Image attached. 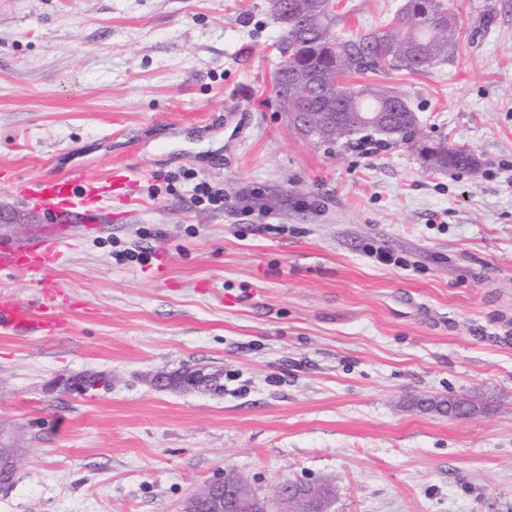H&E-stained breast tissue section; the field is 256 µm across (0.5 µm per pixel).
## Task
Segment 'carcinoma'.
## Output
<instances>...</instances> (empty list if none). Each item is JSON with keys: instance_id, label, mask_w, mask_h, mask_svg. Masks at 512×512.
Wrapping results in <instances>:
<instances>
[{"instance_id": "carcinoma-1", "label": "carcinoma", "mask_w": 512, "mask_h": 512, "mask_svg": "<svg viewBox=\"0 0 512 512\" xmlns=\"http://www.w3.org/2000/svg\"><path fill=\"white\" fill-rule=\"evenodd\" d=\"M281 25L294 28V36L280 55L275 85L280 107L290 112H336V134L322 142L348 147L378 138L384 143L412 142L410 131L417 116L405 100L378 86L344 87L347 74L419 71L448 56L460 36V23L440 24L450 13L444 0H405L395 21L347 40L332 33L334 15L323 0H288V15L269 4ZM299 72L315 81L289 82ZM426 167L434 171L475 170L477 157L444 142L421 147Z\"/></svg>"}]
</instances>
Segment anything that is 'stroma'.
I'll return each instance as SVG.
<instances>
[{"label":"stroma","mask_w":512,"mask_h":512,"mask_svg":"<svg viewBox=\"0 0 512 512\" xmlns=\"http://www.w3.org/2000/svg\"><path fill=\"white\" fill-rule=\"evenodd\" d=\"M403 3L333 0L334 32ZM449 6L447 58L346 83L404 98L474 172L303 138L267 0H0V167L120 159L132 180L45 278L0 273L71 302L56 336H0V432L23 450L0 512H181L226 469L259 494L331 486V512H512V0ZM184 112L217 122L175 128ZM200 181L223 207L194 202ZM43 224L0 182L1 236ZM194 369L219 385L155 383Z\"/></svg>","instance_id":"stroma-1"}]
</instances>
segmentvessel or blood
Instances as JSON below:
<instances>
[{
	"instance_id": "b4317fda",
	"label": "vessel or blood",
	"mask_w": 512,
	"mask_h": 512,
	"mask_svg": "<svg viewBox=\"0 0 512 512\" xmlns=\"http://www.w3.org/2000/svg\"><path fill=\"white\" fill-rule=\"evenodd\" d=\"M124 163H113L106 178L89 176L75 168L52 177H38L18 183V191L34 209L57 216L56 224L24 243L0 240V272L36 274L54 268L65 249L70 248L72 221L82 222L89 230L111 219L106 203L126 184ZM57 284H44L31 299L21 300L9 292H0V335L38 334L54 336L65 322V304Z\"/></svg>"
}]
</instances>
